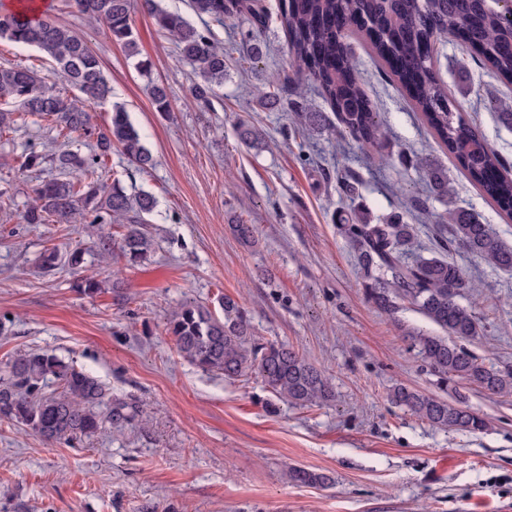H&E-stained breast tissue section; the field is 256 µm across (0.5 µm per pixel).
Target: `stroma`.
Listing matches in <instances>:
<instances>
[{"label":"stroma","instance_id":"stroma-1","mask_svg":"<svg viewBox=\"0 0 512 512\" xmlns=\"http://www.w3.org/2000/svg\"><path fill=\"white\" fill-rule=\"evenodd\" d=\"M265 11L261 61L228 63L209 107L192 104L195 78L153 19L133 8L141 74L68 0L49 14L97 52L112 86L154 156L146 170L112 152L104 184L120 181L157 201L148 229L149 259L131 265L101 260L90 248L95 224H26L21 214L36 181L22 163L30 150L63 144L51 122L30 116L0 133V371L14 357L49 351L90 371L113 396L136 401L135 427H103L65 445L0 420V512H512V393L490 396L464 381L445 386L409 340L440 329L409 302L388 314L365 296L357 255L337 229L349 203L372 223L403 214L416 227L423 255L447 236L438 217L449 202L468 209L512 247V221L469 180L438 144L388 64L359 36L346 38L354 75L386 130L379 149L301 129L295 104L338 118L313 80L295 79L285 49L279 0H253ZM439 74L448 97L512 169V84L496 78L455 39L439 43ZM286 88L270 110L256 89ZM167 89L157 111L150 84ZM247 115L266 133L264 148L245 146L236 121ZM426 157L448 175L451 199L430 196L427 172L404 169L400 153ZM355 198L339 192L341 180ZM426 208L417 216L410 199ZM249 224L242 243L233 225ZM86 251L82 271L38 268L47 247ZM451 253L473 282L463 299L485 331L467 347L496 369L512 368V272L492 268L459 248ZM102 281L79 294V274ZM230 296L245 310L258 342L285 343L330 378L335 397L315 406L278 400L259 378L235 382L180 356L166 323L181 303L220 313ZM403 385L461 400L486 428L465 433L431 425L390 401ZM302 467L330 476L298 485Z\"/></svg>","mask_w":512,"mask_h":512}]
</instances>
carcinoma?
<instances>
[{
	"instance_id": "carcinoma-1",
	"label": "carcinoma",
	"mask_w": 512,
	"mask_h": 512,
	"mask_svg": "<svg viewBox=\"0 0 512 512\" xmlns=\"http://www.w3.org/2000/svg\"><path fill=\"white\" fill-rule=\"evenodd\" d=\"M78 12L106 27L109 40L120 44L127 56L139 55L131 20V0H72ZM159 32L176 44L179 60L189 64L198 82L195 102L208 105L213 86L224 82L227 50L213 39L210 29L200 30L158 0H140ZM200 16L222 24L229 7L241 0H191ZM280 23L288 55L298 69L318 82L324 97L338 113L339 134L369 152L384 138L382 124L357 83L349 56L340 48L336 23L349 22L367 38L374 53L397 63L393 75L406 81L415 102L441 145L498 208L512 218V172L478 130L448 99L447 88L436 75L433 58L422 45L436 44L456 27L468 31L466 49L479 55L501 79L512 83V0H280ZM259 30L242 34L239 54L258 61L262 55ZM33 46L46 54L54 68L48 75L20 66H0V132L17 125L15 115H37L52 122L58 134L96 133V150L85 157L72 150L45 156L32 151L23 166L37 173L50 160L57 175L34 189L33 203L25 210L26 224H115L123 231L120 256L133 264L148 259L153 240L144 228L154 208L145 192L127 193L120 182L106 189L100 183L101 157L121 151L143 170L153 165L138 128L125 104H111L107 128L95 131L91 106L106 103L112 93L97 53L86 41L46 15L28 11H0V40ZM63 79L83 98L68 100L58 89ZM298 124L313 131L327 130L321 112L298 111ZM240 139L258 147L263 130L239 121ZM431 191L448 195V177L427 161ZM448 225L450 242L487 265L512 271V247L503 244L489 225L452 204L440 216ZM340 231L358 251L368 282V299L380 310L392 312L406 300L445 332L435 336L417 332L411 344L428 367L445 382L466 381L488 395L512 393V371L488 367L462 341L474 339L483 326L476 312L461 302L472 284L452 256L426 257L415 248V227L400 216L384 224L369 223L353 209ZM222 317L208 308L185 303L167 322V332L178 352L205 372L235 381L255 375L273 393L295 406L323 404L334 397L329 379L312 363L284 343H260L239 304L229 296L219 300ZM0 381V420L25 425L48 441L70 442L96 434L105 424L122 428L138 415L133 401L113 397L91 373L75 368L56 354L29 352L8 365ZM392 402L430 424L454 431L478 433L485 420L461 403H452L405 386L390 394ZM292 482L324 485L325 474L305 468L289 471Z\"/></svg>"
}]
</instances>
